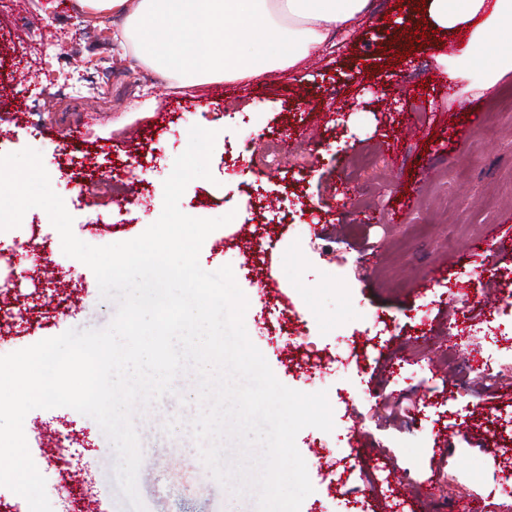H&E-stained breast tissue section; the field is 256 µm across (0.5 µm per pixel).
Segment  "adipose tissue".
Returning a JSON list of instances; mask_svg holds the SVG:
<instances>
[{"label":"adipose tissue","mask_w":512,"mask_h":512,"mask_svg":"<svg viewBox=\"0 0 512 512\" xmlns=\"http://www.w3.org/2000/svg\"><path fill=\"white\" fill-rule=\"evenodd\" d=\"M96 18L123 16L134 60L184 88L250 83L296 68L370 0H79ZM434 29L459 37L461 58L487 83L512 70V0H425Z\"/></svg>","instance_id":"ef3b65f1"}]
</instances>
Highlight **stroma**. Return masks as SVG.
<instances>
[{"label":"stroma","mask_w":512,"mask_h":512,"mask_svg":"<svg viewBox=\"0 0 512 512\" xmlns=\"http://www.w3.org/2000/svg\"><path fill=\"white\" fill-rule=\"evenodd\" d=\"M45 23L69 50L66 64L49 70L69 95L49 112L39 111L38 93L18 103L11 95L39 62L27 30ZM121 24L89 22L77 0H0V151H38L51 186L63 189L75 236L104 246L138 237L160 217L163 183L190 128H220L211 179L192 180L179 207L196 218L233 214L205 239L201 267H232L248 299L247 333L282 384L328 393L333 432L307 427L296 437L314 487L300 512H384L398 502L401 512H448L456 490L478 497L485 512H503L491 496L502 468L489 453V431L512 436V361L488 387L449 375L448 346L462 359L487 348L491 302L512 291V258L497 255L487 237L490 225H512V111L492 107L512 91V72L487 89L473 73L439 83L461 63L451 37L425 32L420 0H373L368 15L338 31L336 45L297 70L228 83L220 95L210 85L170 87L139 67L114 38ZM413 87L423 90V105L410 97ZM150 98L155 109L139 111ZM75 126L81 139L66 141ZM271 138L288 144L274 169L260 149ZM132 154L143 161L132 172L133 202L94 179L67 189L79 168L120 172ZM235 156L259 179L263 201L244 202L228 180ZM36 228L55 232L48 214L32 208L20 227L0 231L21 293L33 291V270L48 289V328L15 325L16 351L71 328H106L117 310L79 260L60 254L46 263L31 238ZM476 243L483 256L473 254ZM277 250L287 264L274 266ZM456 281L465 290L449 294ZM286 300L312 316L268 345L259 331L284 323ZM463 315L472 334L458 344ZM341 338L354 358L339 370L331 357ZM198 412L195 376L186 373L135 416L147 512H256L254 494L233 496L202 463L191 432ZM66 421L94 443L72 445L70 472L93 482V496L111 498L112 512H128L120 491L106 493L100 482L116 453L94 419L68 407L30 411L32 459L54 446ZM323 441L333 443L332 458L357 459L349 480L320 466L312 450Z\"/></svg>","instance_id":"obj_1"}]
</instances>
